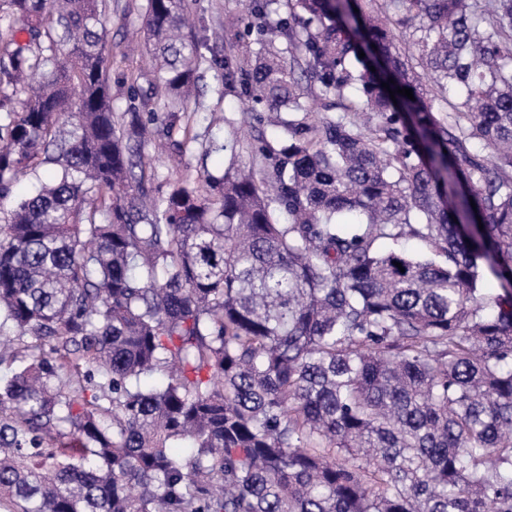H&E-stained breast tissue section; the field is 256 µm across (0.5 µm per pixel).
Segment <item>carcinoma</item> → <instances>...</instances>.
<instances>
[{
	"label": "carcinoma",
	"mask_w": 512,
	"mask_h": 512,
	"mask_svg": "<svg viewBox=\"0 0 512 512\" xmlns=\"http://www.w3.org/2000/svg\"><path fill=\"white\" fill-rule=\"evenodd\" d=\"M8 4L0 512H512V0H250L210 67L288 138L158 196L185 0L141 5L163 94L121 118L112 0Z\"/></svg>",
	"instance_id": "1"
}]
</instances>
